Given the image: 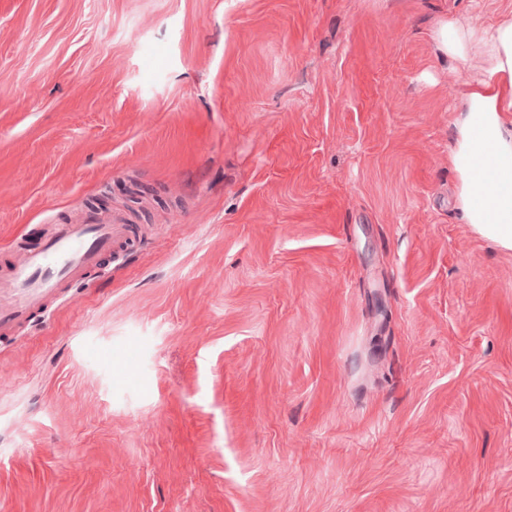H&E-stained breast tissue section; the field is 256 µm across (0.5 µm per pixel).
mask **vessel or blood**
I'll use <instances>...</instances> for the list:
<instances>
[{
	"label": "vessel or blood",
	"instance_id": "vessel-or-blood-1",
	"mask_svg": "<svg viewBox=\"0 0 512 512\" xmlns=\"http://www.w3.org/2000/svg\"><path fill=\"white\" fill-rule=\"evenodd\" d=\"M128 232L122 214L88 209L77 222L55 225L42 242L24 247L0 268V335H14L62 288L89 279Z\"/></svg>",
	"mask_w": 512,
	"mask_h": 512
}]
</instances>
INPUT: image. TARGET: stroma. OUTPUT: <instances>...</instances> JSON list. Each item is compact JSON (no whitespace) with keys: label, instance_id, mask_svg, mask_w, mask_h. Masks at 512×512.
<instances>
[{"label":"stroma","instance_id":"35a3bbf8","mask_svg":"<svg viewBox=\"0 0 512 512\" xmlns=\"http://www.w3.org/2000/svg\"><path fill=\"white\" fill-rule=\"evenodd\" d=\"M512 0H0V512H512V249L449 153ZM128 232L122 214L86 209L77 222L55 224L42 242L25 246L0 269V335H14L62 288L89 279Z\"/></svg>","mask_w":512,"mask_h":512}]
</instances>
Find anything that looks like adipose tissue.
<instances>
[{"label": "adipose tissue", "mask_w": 512, "mask_h": 512, "mask_svg": "<svg viewBox=\"0 0 512 512\" xmlns=\"http://www.w3.org/2000/svg\"><path fill=\"white\" fill-rule=\"evenodd\" d=\"M433 43L441 56L485 64L457 120L452 160L465 223L512 249V19L468 30L442 22Z\"/></svg>", "instance_id": "ef3b65f1"}]
</instances>
